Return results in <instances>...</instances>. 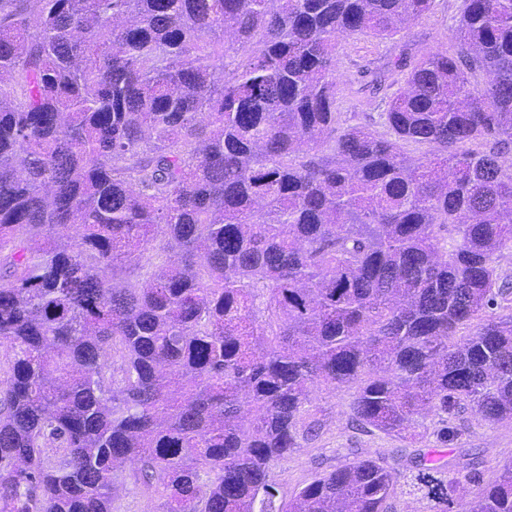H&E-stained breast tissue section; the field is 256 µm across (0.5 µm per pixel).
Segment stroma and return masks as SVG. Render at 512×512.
<instances>
[{"label":"stroma","mask_w":512,"mask_h":512,"mask_svg":"<svg viewBox=\"0 0 512 512\" xmlns=\"http://www.w3.org/2000/svg\"><path fill=\"white\" fill-rule=\"evenodd\" d=\"M462 0H433L428 12L409 27L389 38L341 37L336 46V100L343 120L351 123L377 122L385 109L386 90L373 89L376 69L386 71L389 89L404 86V74L393 63L402 45L413 48H439L457 53L455 28ZM350 388L325 390L319 404L325 410V426L315 440L306 443L288 460L272 466L271 476L281 496L289 497L323 472L360 456L375 452L395 455L400 443L382 433H366L349 420ZM463 431L458 442L447 448V459L454 470L467 473L478 469L483 482H491L501 467L512 461V423L497 424L468 414L457 419Z\"/></svg>","instance_id":"obj_1"}]
</instances>
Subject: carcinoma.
<instances>
[{"label":"carcinoma","mask_w":512,"mask_h":512,"mask_svg":"<svg viewBox=\"0 0 512 512\" xmlns=\"http://www.w3.org/2000/svg\"><path fill=\"white\" fill-rule=\"evenodd\" d=\"M431 3L0 0V512H117L128 460L159 512H512V462L466 501L419 447L512 420V0L336 134V37ZM343 386L408 465L277 499Z\"/></svg>","instance_id":"carcinoma-1"}]
</instances>
